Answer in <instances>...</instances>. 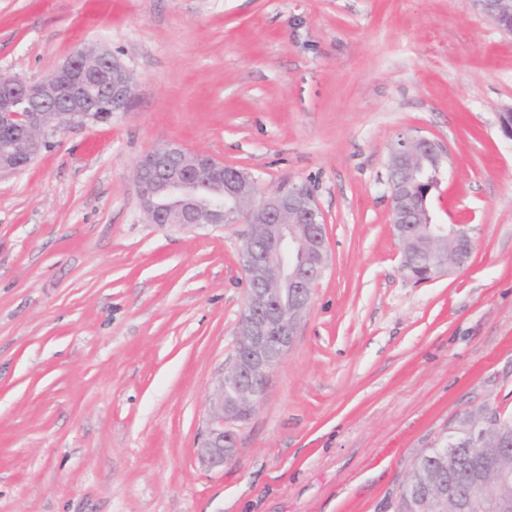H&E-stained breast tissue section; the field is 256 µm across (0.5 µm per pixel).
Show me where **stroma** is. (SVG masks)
<instances>
[{"label": "stroma", "instance_id": "1", "mask_svg": "<svg viewBox=\"0 0 512 512\" xmlns=\"http://www.w3.org/2000/svg\"><path fill=\"white\" fill-rule=\"evenodd\" d=\"M107 47L130 111L0 173V512H388L464 412L512 417V34L471 0H0V73ZM439 143L434 222L466 266L406 279L391 146ZM181 144L309 187L329 266L236 456L197 450L235 354L242 225L149 223L135 184Z\"/></svg>", "mask_w": 512, "mask_h": 512}]
</instances>
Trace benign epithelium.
<instances>
[{"instance_id":"1","label":"benign epithelium","mask_w":512,"mask_h":512,"mask_svg":"<svg viewBox=\"0 0 512 512\" xmlns=\"http://www.w3.org/2000/svg\"><path fill=\"white\" fill-rule=\"evenodd\" d=\"M502 30L512 33V0H471ZM135 101L133 76L112 53L100 47L76 51L49 78L30 82L5 75L0 78V172H16L46 147V132L64 131L88 121L128 112ZM438 169L443 161L439 145L421 135H403L389 154L386 190L393 216V229L400 243L401 267L421 255L433 256L435 243L446 237L449 255L439 256L437 276L464 267L473 252V241L463 229L447 231L432 226L427 196L417 194L436 187L423 181L424 162ZM135 181L144 212L152 224H235L244 219L248 230L240 248L242 271L266 264L274 277L247 289L236 327L232 374L236 402L224 405L220 380L210 403V417L201 460L222 468L234 457L236 434L231 426L246 422L263 397L274 369L291 349L313 293L329 263L326 228L313 193L303 185L288 192L274 191L259 201L256 180L250 174L211 155L188 151L170 143L144 155L137 164ZM184 201L179 212L165 213L161 193ZM448 441L433 457L439 467L460 468L452 448L454 427ZM472 448L491 446L489 459L495 465L496 486L512 484L507 460L508 436L474 425L469 428ZM452 498L458 512H484L486 500H477L469 488L438 481L414 498L416 512H433L434 506Z\"/></svg>"}]
</instances>
